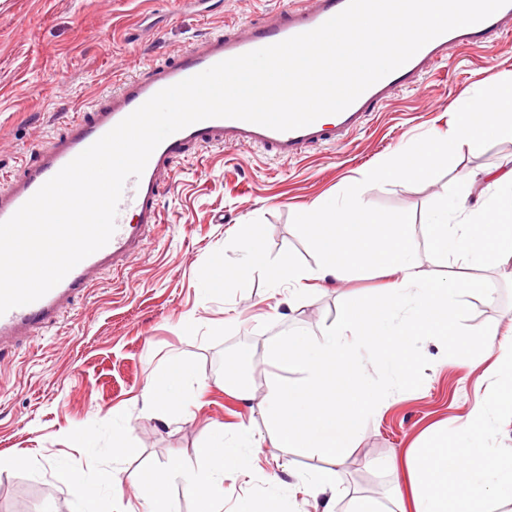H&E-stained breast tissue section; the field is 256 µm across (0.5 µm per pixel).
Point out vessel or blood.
Here are the masks:
<instances>
[{"label":"vessel or blood","mask_w":512,"mask_h":512,"mask_svg":"<svg viewBox=\"0 0 512 512\" xmlns=\"http://www.w3.org/2000/svg\"><path fill=\"white\" fill-rule=\"evenodd\" d=\"M348 0H305L299 7L277 11L268 21L213 35L186 50L171 65H152L121 80L117 89L92 109L76 114L67 132L38 150L35 162L18 175L0 180V222L8 220L38 189L83 150L109 132L160 90L199 74L213 65L313 30L345 9ZM512 34V0L486 20L446 32L427 43L412 59L366 91L333 121L278 131L232 118H212L187 126L166 138L152 153L140 178L128 179L116 215V230L107 245L78 263L39 300L0 315V347L20 338H36L45 324L59 318L101 271L119 268L139 254L163 218L157 204L159 177L192 148L248 144L273 151L278 157L299 156L312 144H342L361 129L375 107L417 84L429 69L448 58L449 50L477 41Z\"/></svg>","instance_id":"obj_1"}]
</instances>
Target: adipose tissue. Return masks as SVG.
<instances>
[{"instance_id":"adipose-tissue-1","label":"adipose tissue","mask_w":512,"mask_h":512,"mask_svg":"<svg viewBox=\"0 0 512 512\" xmlns=\"http://www.w3.org/2000/svg\"><path fill=\"white\" fill-rule=\"evenodd\" d=\"M489 189L483 202L470 206L467 195H459L453 207H440L428 224L432 241L440 255L462 258L464 263L480 262L494 252L501 263L512 262V168L485 171ZM248 427H241L233 445L200 449L207 459L206 469L182 460L164 470L150 471L143 484L149 492L145 512H174L168 489L175 478H182L186 494L211 503L224 492V471L244 466L253 448L259 447Z\"/></svg>"}]
</instances>
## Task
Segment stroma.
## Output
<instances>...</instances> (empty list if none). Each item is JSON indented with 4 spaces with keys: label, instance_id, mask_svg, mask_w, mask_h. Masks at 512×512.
I'll return each instance as SVG.
<instances>
[{
    "label": "stroma",
    "instance_id": "35a3bbf8",
    "mask_svg": "<svg viewBox=\"0 0 512 512\" xmlns=\"http://www.w3.org/2000/svg\"><path fill=\"white\" fill-rule=\"evenodd\" d=\"M284 0H0V177L19 173L47 139L64 133L78 108L109 92L115 79L140 66L175 60L224 26L266 19ZM492 74L512 78V38L454 49L417 88L398 92L372 113L345 146H308L283 160L249 146L190 149L161 182L164 222L144 251L120 273H105L73 300L64 317L31 341L0 350V512H75L60 469L97 484L116 472L122 495L99 487L93 512H129L147 495L140 478L240 427L265 436L262 400L271 340L299 328L321 337L345 293H381L383 277L354 272L315 283L308 298L265 287L260 276L230 299L204 297L199 271L227 248L238 225L259 219L268 249L317 260L293 227V217L357 183L364 168L397 147L447 129L451 107L476 93ZM512 167V139L481 152L459 150L440 176L413 185L391 181L365 187L368 206L407 211L423 274L488 280L490 298L467 296L471 328L512 332V263L489 258L468 266L434 250L426 222L461 190L470 171ZM430 365L416 390L395 392L355 437L344 464L319 453L271 445L254 449L244 471L224 473L221 512H311L299 473L331 469L339 487L389 505L394 487H408L403 465L432 430L455 428L482 404L490 386L482 369L444 356L434 339L421 345ZM240 364L254 398L244 402L224 387L223 364ZM172 381L191 400L190 412L171 405L164 416L146 406L152 382ZM84 443L74 446L73 433ZM130 437L132 456L117 457L114 442Z\"/></svg>",
    "mask_w": 512,
    "mask_h": 512
}]
</instances>
